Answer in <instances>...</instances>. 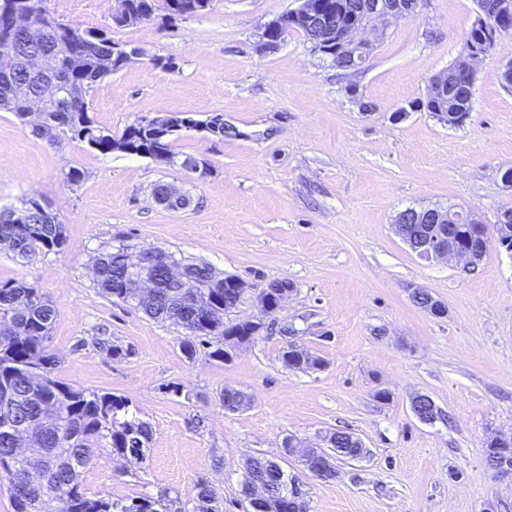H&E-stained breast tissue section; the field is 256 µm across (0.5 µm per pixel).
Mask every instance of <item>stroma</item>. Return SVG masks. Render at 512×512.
I'll use <instances>...</instances> for the list:
<instances>
[{
	"mask_svg": "<svg viewBox=\"0 0 512 512\" xmlns=\"http://www.w3.org/2000/svg\"><path fill=\"white\" fill-rule=\"evenodd\" d=\"M113 5L47 0L60 19L111 28L114 41L144 51L89 91L97 124L118 134L143 115L220 114L224 134L174 135L176 153L209 164L200 180L67 137L48 145L0 111V208L38 197L66 236L60 252L26 262L0 252V282L27 283L53 303L55 380L125 397L153 431L140 463L100 445L83 474L86 494L183 504L204 481L224 512H242L249 457L280 456L288 436L315 446L343 430L365 453L337 461L335 480L313 477L297 456L285 464L310 512H512V478L482 458L487 440L512 438V253L492 240L477 266L427 262L393 229L408 208L466 210L490 226L512 207L502 181L512 168V86L500 78L512 37L482 56L470 117L451 128L407 105L457 58L476 0H424L358 72L321 62L297 31L260 51L263 25L295 0H213L200 14L116 29ZM156 56L176 69L154 66ZM72 168L84 173L75 185L65 180ZM159 181L181 188L190 207L157 205ZM119 245L206 263L253 290L285 280L293 293L274 329L230 360H189L181 328L99 292L95 260ZM419 289L443 316L413 302ZM289 341L323 367L284 366ZM227 387L247 406L226 411ZM420 395L435 403L434 420L414 414Z\"/></svg>",
	"mask_w": 512,
	"mask_h": 512,
	"instance_id": "1",
	"label": "stroma"
}]
</instances>
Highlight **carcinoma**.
I'll use <instances>...</instances> for the list:
<instances>
[{"mask_svg":"<svg viewBox=\"0 0 512 512\" xmlns=\"http://www.w3.org/2000/svg\"><path fill=\"white\" fill-rule=\"evenodd\" d=\"M129 9L149 19L162 9L172 18L171 0H127ZM363 0H319L322 11L346 29L360 21L359 4ZM94 28L71 25V34L61 39L49 32L36 41H20L7 52L0 47V63L9 59L13 84H0V110L11 112L26 121L23 103L41 96V85L34 82L26 69L32 58L51 57L72 82L92 88L105 79L104 73L117 72L114 48L119 43L110 34L90 38ZM473 87L468 75L451 65L447 84L427 91L422 107L450 127L462 126L469 116ZM31 133L49 145L59 143L60 134L85 144L101 154L120 151L119 140L127 139L142 155L158 161L167 155L166 165L181 166L190 155H178L171 142L158 140L147 117H138L120 134H112L98 126L90 116L86 99L79 102L48 101L41 122L31 125ZM10 209L0 208V252L18 261L60 251L66 242L63 224L51 213L32 214L30 224L9 223ZM459 212L448 209V224H414L415 234H435L448 230L452 240L468 246L472 225L457 223ZM128 248L118 246L101 254L95 262V281L100 293L122 302H132L148 318L170 322L183 330L179 349L192 360L207 347L209 358L224 360V340L236 336L247 343L266 329L265 318L273 315L266 309L250 324L224 321V315L237 308L244 295L205 263H188L194 288H176L171 267L178 263L160 250L148 259L149 277L155 293L149 298L137 296L128 282L135 271L126 261ZM55 318L54 306L24 282L0 285V391L10 390L15 405L14 418L0 411V473L9 480L13 512H170L168 499L140 496L127 503L110 497H89L82 478L95 448L104 441L112 455L125 459H141L151 440V428L129 414L128 401L116 394L87 391L62 384L52 376L56 357L49 351L48 338ZM282 361L290 369H315L321 360L300 346L283 349ZM46 420L47 428L24 445L15 435V425L24 421ZM335 448L341 456H355L360 442L350 432H334ZM484 461L494 474L512 475V446L498 438L490 439L484 450ZM306 468L321 481L338 477L333 462H325L312 449ZM241 495L246 512H265L274 505L276 512H309V503L298 487L288 480V472L274 459L253 457L246 464V479ZM182 512H223L206 483L198 491L190 509Z\"/></svg>","mask_w":512,"mask_h":512,"instance_id":"cac0c4a2","label":"carcinoma"}]
</instances>
